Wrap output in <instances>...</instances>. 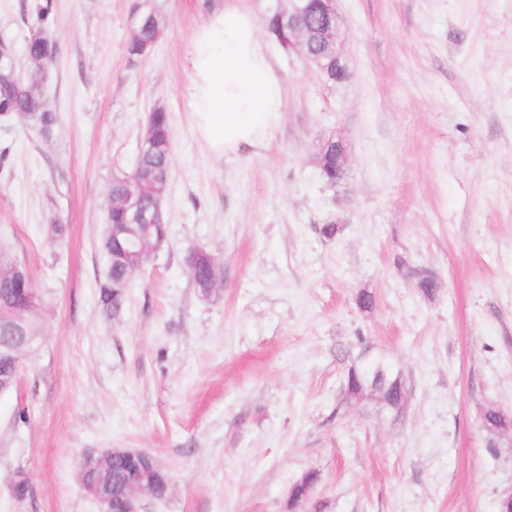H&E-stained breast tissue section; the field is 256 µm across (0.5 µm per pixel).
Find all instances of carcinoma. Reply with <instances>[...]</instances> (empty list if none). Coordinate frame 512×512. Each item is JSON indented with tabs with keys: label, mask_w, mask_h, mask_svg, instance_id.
I'll list each match as a JSON object with an SVG mask.
<instances>
[{
	"label": "carcinoma",
	"mask_w": 512,
	"mask_h": 512,
	"mask_svg": "<svg viewBox=\"0 0 512 512\" xmlns=\"http://www.w3.org/2000/svg\"><path fill=\"white\" fill-rule=\"evenodd\" d=\"M262 15L266 32L275 40L288 36V28L281 21V11L276 0H264ZM49 6L37 14L36 32L27 44V54L34 69L22 78L17 73L9 46L0 43V114H8L34 128L44 141H49L58 124V115L48 108L43 98L42 86L37 84L41 67L56 64L59 42L49 32ZM165 29L163 18L155 11L141 13V23L131 33L125 44V53L131 63L147 59ZM172 164V136L169 112L162 107L152 108L146 116L145 128L138 143L136 157L130 172L112 180L109 189L110 207L105 212V229L100 243L104 265L99 275V299L104 311L110 312L122 305L125 294L120 285L136 272L123 259L126 251H135L141 245H153L157 239L168 235L165 201L169 189ZM139 211L158 212L163 228L155 229L150 239L140 240L136 227ZM195 286L202 291L209 289L211 267L201 263L189 271ZM35 292L32 282L17 283L8 272L0 274V327L17 315L33 320L38 303L30 310L20 309L27 295ZM377 391L387 404L400 403L402 382L378 368L372 372L360 368L348 370L346 391L360 395L366 389Z\"/></svg>",
	"instance_id": "1"
}]
</instances>
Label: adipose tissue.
Here are the masks:
<instances>
[{"mask_svg":"<svg viewBox=\"0 0 512 512\" xmlns=\"http://www.w3.org/2000/svg\"><path fill=\"white\" fill-rule=\"evenodd\" d=\"M186 67L195 127L212 154L234 155L272 138L285 110L282 85L242 0H225L194 32Z\"/></svg>","mask_w":512,"mask_h":512,"instance_id":"ef3b65f1","label":"adipose tissue"}]
</instances>
